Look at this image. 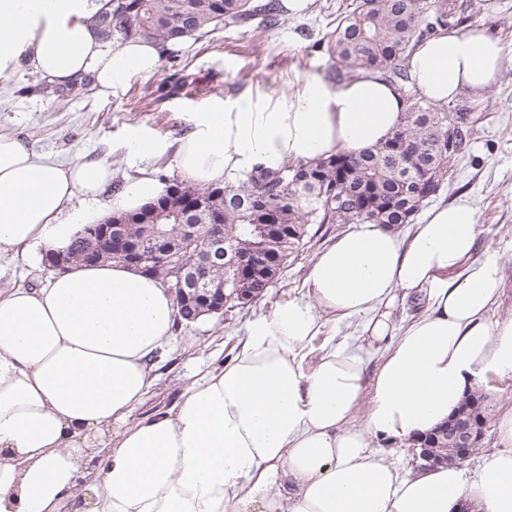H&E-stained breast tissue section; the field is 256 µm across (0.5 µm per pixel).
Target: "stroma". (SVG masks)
Masks as SVG:
<instances>
[{
	"mask_svg": "<svg viewBox=\"0 0 512 512\" xmlns=\"http://www.w3.org/2000/svg\"><path fill=\"white\" fill-rule=\"evenodd\" d=\"M343 0H307L302 11H289L284 24L256 33L253 25L220 28L201 39H186L162 52L157 70L132 79L109 97L85 87L60 90L27 74L0 77V133L23 137L39 155L73 163L86 155L106 158L114 181L123 184L143 167L173 179L179 171L172 155L135 158L127 143L140 135L177 144L194 127L200 112L225 100L263 91L275 95L307 76L327 78L332 60L326 51L330 23ZM470 22L485 23L505 46L502 73L481 100L461 96L459 112H477L484 119L458 155L449 162L453 181L437 199L465 198L476 208L482 234L479 251L499 256L503 294L494 319L512 318V0H482ZM343 224L319 226L299 254L292 257L275 283L256 303L212 316L176 331L175 341L155 357L157 383L141 414L171 406L188 378L223 365L234 354L249 321L270 313L278 303L306 297L304 281L319 251L346 232ZM41 255L0 257V291L46 282ZM493 418L474 455L462 462L473 470L490 453L495 440L494 417L512 407V375L488 376L479 386Z\"/></svg>",
	"mask_w": 512,
	"mask_h": 512,
	"instance_id": "35a3bbf8",
	"label": "stroma"
}]
</instances>
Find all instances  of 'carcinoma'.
<instances>
[{
	"mask_svg": "<svg viewBox=\"0 0 512 512\" xmlns=\"http://www.w3.org/2000/svg\"><path fill=\"white\" fill-rule=\"evenodd\" d=\"M474 7V0H349L336 12V27L327 35V50L335 63L333 78L339 83L379 73L402 92H411L402 125L386 141L359 155L339 151L276 171L259 169L237 186L168 179L164 192L140 212L152 215L148 223L178 236L181 225L188 223L181 217L187 205L208 201L224 219L227 247L243 254L272 252L281 267L299 252L312 224H398L405 206L411 212L406 223H414L425 200L407 199L403 173L433 182L434 193H439L448 183L452 155L463 148L473 127H456L457 138L448 148V107L413 91L406 52L449 23H464ZM278 13L276 0L266 5H254L252 0H112V9H100L92 21L110 43L144 38L166 45L201 37L211 26L257 19L260 26L271 28L279 23ZM117 16L133 19L134 27L118 28ZM245 224H281L283 239L272 242L255 231L246 233ZM63 254L71 266L117 261L82 234ZM211 278L232 297L228 312L242 307L243 292L255 302L273 283L236 264L214 266ZM433 447L442 449L450 462L456 441L440 432Z\"/></svg>",
	"mask_w": 512,
	"mask_h": 512,
	"instance_id": "cac0c4a2",
	"label": "carcinoma"
}]
</instances>
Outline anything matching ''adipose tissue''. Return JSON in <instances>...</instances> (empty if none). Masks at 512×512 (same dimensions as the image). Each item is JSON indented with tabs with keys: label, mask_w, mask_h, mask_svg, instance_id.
<instances>
[{
	"label": "adipose tissue",
	"mask_w": 512,
	"mask_h": 512,
	"mask_svg": "<svg viewBox=\"0 0 512 512\" xmlns=\"http://www.w3.org/2000/svg\"><path fill=\"white\" fill-rule=\"evenodd\" d=\"M104 0H0V75H38L101 94L151 76L160 46L110 47L91 18ZM505 48L476 23L418 43L408 58L437 104L479 98ZM408 108L377 75L332 86L316 76L270 98L200 113L174 155L193 184L232 181L383 142ZM154 169L112 188V168L35 157L0 133V256L65 248L87 223L73 199L133 212L163 192ZM467 200L433 206L406 232L357 224L322 249L292 298L246 328L223 367L187 381L166 411L137 417L152 359L175 339L174 295L116 263L74 265L44 285L0 292V512H512V409L474 474L454 466L400 475L374 436L419 437L445 423L490 373L512 374V318L492 322L496 254ZM417 297L402 326L389 314ZM361 318L359 344L304 361L324 317ZM379 350L369 368L366 350ZM365 409L363 426L352 418Z\"/></svg>",
	"instance_id": "adipose-tissue-1"
}]
</instances>
